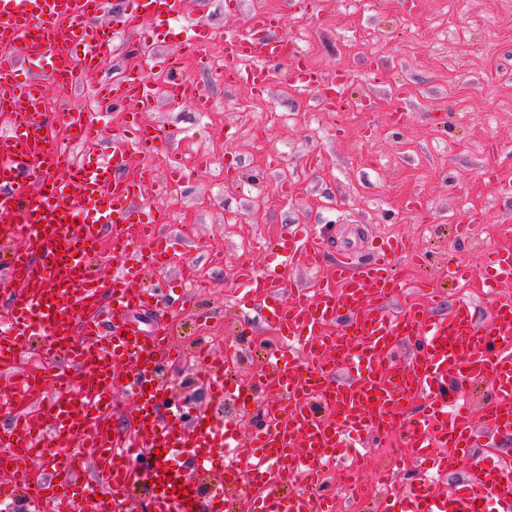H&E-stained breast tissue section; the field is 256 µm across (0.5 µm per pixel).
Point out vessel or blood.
<instances>
[{"instance_id":"1","label":"vessel or blood","mask_w":512,"mask_h":512,"mask_svg":"<svg viewBox=\"0 0 512 512\" xmlns=\"http://www.w3.org/2000/svg\"><path fill=\"white\" fill-rule=\"evenodd\" d=\"M181 6L182 0H126L125 14L100 26L106 0H0V244L10 247L0 264V380L8 385L11 414L10 428L0 432V468L11 474L0 498L12 499L15 512H42L47 502L70 512L79 499L96 500L98 512H129L139 485L151 512H225L229 491L257 487L256 512H336L335 493L316 477L318 465L337 458L343 471L358 472L364 448L398 432L419 471L408 493L382 512H512V467L474 452L478 438L512 437V295L499 291L512 281L508 247L494 249L481 270H454L461 281H480L489 303L483 324L469 299L456 300L444 316L404 302L406 284L390 262L411 251L400 239L383 242L369 262L345 258L328 276L294 284L295 269H318L323 257L316 242L291 232L268 246L263 269H239L235 298L237 306L259 311L287 347H265L264 374L235 383L225 380L224 366L239 359V349L225 348L216 361L202 347L211 407L161 415L171 401L163 374L175 357L163 317L187 303L163 271L173 245L190 237L161 231L167 218L155 202L153 170L131 169L130 160L162 145L161 129L140 119L157 95L202 112L210 105L184 61L214 31L198 19L171 41ZM132 19L149 27L128 52L167 41L173 48L159 72L132 68L104 89L103 101L127 116L112 139L96 123L73 120L83 151L71 155L44 110L46 88H63L95 67ZM277 22L257 10L225 33V82L266 89L273 65L285 59L282 40L267 34ZM23 62L38 67L39 77L20 80ZM308 81L323 85L327 105H350L344 84L327 83L315 70ZM107 262L111 273H101ZM143 309L160 314L152 331L131 324V313ZM67 336L79 337L82 347L61 351ZM25 343L41 354L40 372L23 371ZM288 351L302 354L304 363L282 366ZM120 364L140 414L137 442L126 449L111 439L107 422ZM478 383L491 394L479 426L466 396ZM77 387L78 411L70 404ZM413 395L424 405L407 421L401 402ZM227 401L249 408L244 426L216 414ZM79 420L87 428L84 450L59 448L60 436L73 434ZM218 451L233 462L220 478L201 482ZM165 456L185 458L187 470L166 471ZM48 457L53 470L28 486L26 464ZM271 464L296 476L297 488L280 492L268 478ZM433 468L459 471L452 489L436 485Z\"/></svg>"}]
</instances>
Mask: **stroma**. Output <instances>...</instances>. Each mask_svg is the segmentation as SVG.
<instances>
[{
  "label": "stroma",
  "instance_id": "obj_1",
  "mask_svg": "<svg viewBox=\"0 0 512 512\" xmlns=\"http://www.w3.org/2000/svg\"><path fill=\"white\" fill-rule=\"evenodd\" d=\"M255 2L239 14L225 0H185V9L221 33L240 26ZM267 2L296 56L346 82L357 111L324 110L317 88L290 67L259 94L196 66L188 76L209 113L160 98L143 115L168 137L148 159L159 176L187 151L213 160L210 171L187 169L177 192L158 199L170 215L164 232L193 228L172 275L190 270L207 283L174 319V342L189 347L216 324L231 343L252 326L234 371L242 379L255 373L253 351L269 328L256 311L230 309L234 269L262 267L265 247L295 227L320 238L329 261L343 249L364 259L371 238L405 236L427 263L404 256L396 270L410 297L442 289L431 304L439 315L462 294L454 262L480 269L495 245L512 246V193L489 180L512 179V0H311L305 15L293 0ZM142 26L134 20L117 37L106 65L64 102L61 122L92 109L99 86L129 67L123 47ZM362 30L376 36V55L351 51ZM166 377L176 403L208 406L197 364H171Z\"/></svg>",
  "mask_w": 512,
  "mask_h": 512
}]
</instances>
